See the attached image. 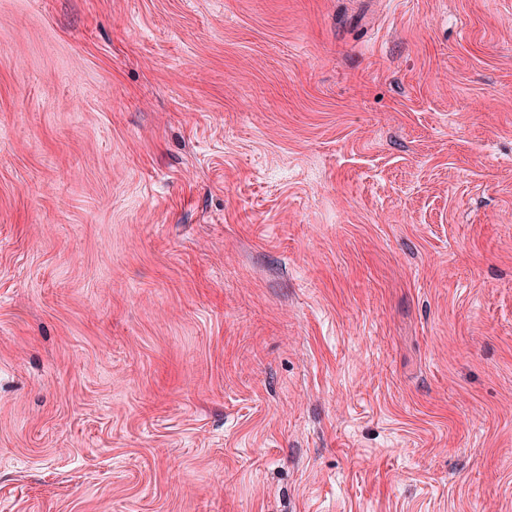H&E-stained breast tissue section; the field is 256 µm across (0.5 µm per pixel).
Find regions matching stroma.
Returning a JSON list of instances; mask_svg holds the SVG:
<instances>
[{"label": "stroma", "instance_id": "1", "mask_svg": "<svg viewBox=\"0 0 512 512\" xmlns=\"http://www.w3.org/2000/svg\"><path fill=\"white\" fill-rule=\"evenodd\" d=\"M0 512H512V0H0Z\"/></svg>", "mask_w": 512, "mask_h": 512}]
</instances>
